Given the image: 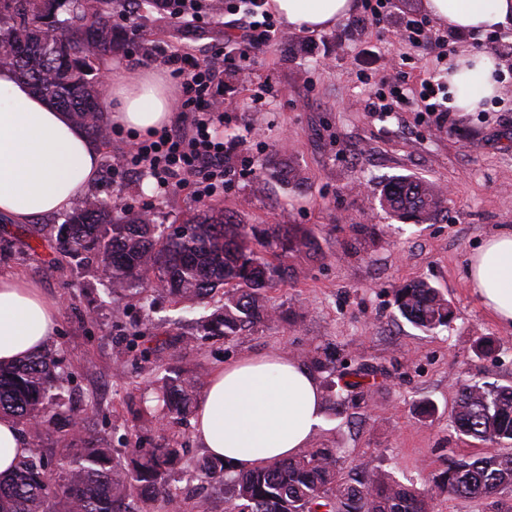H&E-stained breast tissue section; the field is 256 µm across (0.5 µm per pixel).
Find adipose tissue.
I'll return each mask as SVG.
<instances>
[{
  "instance_id": "ef3b65f1",
  "label": "adipose tissue",
  "mask_w": 512,
  "mask_h": 512,
  "mask_svg": "<svg viewBox=\"0 0 512 512\" xmlns=\"http://www.w3.org/2000/svg\"><path fill=\"white\" fill-rule=\"evenodd\" d=\"M356 7L355 0H269L289 30L319 33ZM438 23L459 34L494 31L512 20V0H425ZM499 61L459 53L448 64L449 105L479 112L499 95ZM109 120L146 133L169 124L176 102L160 71L130 78L109 73ZM101 148L70 115L49 105L8 68L0 69V215L26 224L70 211L96 183ZM469 280L484 307L512 325V230L489 238L472 258ZM58 306L19 275H0V363L41 350ZM323 420L314 374L285 355H246L212 371L200 398L194 437L209 455L240 471L297 455Z\"/></svg>"
}]
</instances>
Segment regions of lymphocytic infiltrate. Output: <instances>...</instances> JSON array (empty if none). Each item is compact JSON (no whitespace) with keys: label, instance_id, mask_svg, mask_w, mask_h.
<instances>
[{"label":"lymphocytic infiltrate","instance_id":"obj_1","mask_svg":"<svg viewBox=\"0 0 512 512\" xmlns=\"http://www.w3.org/2000/svg\"><path fill=\"white\" fill-rule=\"evenodd\" d=\"M264 4L265 0H238L229 6L225 26L233 32L232 41L207 55L187 47L158 46L164 64L181 84L182 127L136 140L132 150L113 164V177L147 174L155 179L160 194L186 189L200 203L223 194L230 176L225 160L238 147L216 134L217 126L224 123V107L214 89L224 77L225 64L238 62L239 72L249 74L252 52L277 37V27Z\"/></svg>","mask_w":512,"mask_h":512}]
</instances>
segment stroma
I'll list each match as a JSON object with an SVG mask.
<instances>
[{"label": "stroma", "instance_id": "stroma-1", "mask_svg": "<svg viewBox=\"0 0 512 512\" xmlns=\"http://www.w3.org/2000/svg\"><path fill=\"white\" fill-rule=\"evenodd\" d=\"M424 13L422 0H392L378 27L363 23L358 10L317 34L281 29L275 45L255 54L250 82L228 71L216 90L225 112L218 136L247 142L245 155L232 159L236 173L217 207L261 229L299 225L317 236L325 252L321 258L289 256L287 281L264 293L275 320L229 339H198L176 355L164 347L117 370L115 348L131 346L134 330L177 318L188 328L190 315L160 298L151 311L123 301L121 315L113 316L95 259L56 262L51 242L0 218V273L37 283L59 307L49 343L70 374L66 395L83 409L86 435L120 450L171 439L184 450L171 479L178 487L207 453L192 421L166 431L150 424L156 365L166 361L192 377L250 354H285L305 365L331 354L338 362L334 373L316 375L324 412L313 443L336 450L346 480L361 481L379 469L423 486L447 457L512 450L507 442L460 435L454 423L459 386L512 384V327L498 324L467 285L469 257L489 236L512 229V22L497 31L503 77L494 109L453 113L455 130L446 133L412 101L383 116L368 110L378 81L400 70L405 53L413 55V78L431 72L444 85L446 60L478 52L463 35L443 52L410 51L396 30L404 17ZM224 34L208 18L185 32L162 21L141 22L128 51L104 60L101 70L135 76L159 68L151 45L207 53L223 48ZM258 94L265 105L256 112L251 98ZM272 158L301 171L302 192L265 180L261 165ZM400 174L447 189L448 209L436 223L404 224L381 210L382 185ZM91 192L117 208L136 202L162 224L184 223L199 208L184 191L157 197L148 177L116 186L106 166ZM354 224L375 229L365 247L354 246ZM411 280L428 281L445 295L454 311L449 326L423 332L401 317L393 290ZM483 337L496 342L487 357L475 352ZM363 363L376 368L365 401H349L336 414L337 384L347 369Z\"/></svg>", "mask_w": 512, "mask_h": 512}]
</instances>
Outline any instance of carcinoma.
Masks as SVG:
<instances>
[{"mask_svg":"<svg viewBox=\"0 0 512 512\" xmlns=\"http://www.w3.org/2000/svg\"><path fill=\"white\" fill-rule=\"evenodd\" d=\"M128 5L138 19L177 10L176 0H0V68L12 69L105 143L109 133L98 102L100 65L130 43L128 30L112 23V16ZM264 170L267 180L290 189L303 184L289 163H266ZM379 204L402 223L426 224L446 211L447 198L434 183L400 175L383 186ZM273 241L281 248L276 265L264 254ZM55 243L65 256L97 259L117 315L121 301L144 299L148 292L192 310L223 291L224 304L201 316L196 332L168 343L171 348L200 336L227 339L269 320L272 311L263 291L288 277V254L323 255L315 235L296 225L258 232L209 206L184 224L163 227L143 208L127 205L117 213L94 195L65 216ZM394 301L402 316L425 331L444 327L453 317L448 300L424 280L395 289ZM68 382L49 346L0 365V414L12 416L29 435L27 456L11 476L0 478V512H143L130 506L132 498L143 506L160 498L167 512H181L169 492L180 449L169 444L121 452L80 434L57 462L47 458L43 434L63 420L72 428L83 421L63 399ZM156 382V400L174 426L190 412L202 376L163 375ZM454 420L462 434L479 441H512V386H460ZM202 474L224 486V499L220 505L199 501V512H431L435 494L490 498L512 490V454L452 460L420 488L383 470L353 485L342 477L333 448H309L298 457L230 476L224 463L211 457Z\"/></svg>","mask_w":512,"mask_h":512,"instance_id":"carcinoma-1","label":"carcinoma"}]
</instances>
